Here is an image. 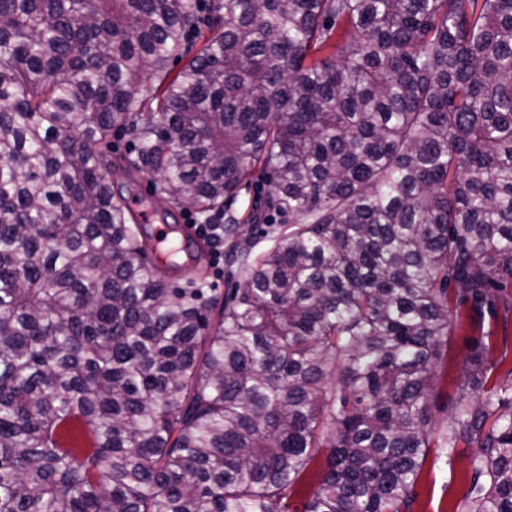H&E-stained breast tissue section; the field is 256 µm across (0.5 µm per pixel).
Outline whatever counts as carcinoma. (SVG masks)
<instances>
[{
    "label": "carcinoma",
    "instance_id": "obj_1",
    "mask_svg": "<svg viewBox=\"0 0 512 512\" xmlns=\"http://www.w3.org/2000/svg\"><path fill=\"white\" fill-rule=\"evenodd\" d=\"M0 0V512H413L474 449L464 512H512V0ZM131 136L220 224L224 302L147 261ZM295 219L259 255L241 183ZM112 141L115 144V149L112 153L103 158V171L106 173L107 177L112 178V183H114L115 187L118 184L134 180V189L136 191L139 190L141 193L143 185L148 183L149 193L145 198L152 202L159 196V194H155L159 187L157 175L150 172L138 173L130 171L127 160L129 158H135L136 151L129 136L121 132H115L112 136ZM267 190L268 187L263 186L257 179L248 180L242 183L235 199L226 201L224 207L239 217L242 222L252 210L255 202L264 198ZM463 321L464 324L452 329L448 338L447 360L438 369L441 391L437 412L439 416L447 406L448 416L451 414L457 383L465 376L464 356L470 347L476 346L481 341L482 329H479V326L470 319L463 318Z\"/></svg>",
    "mask_w": 512,
    "mask_h": 512
}]
</instances>
